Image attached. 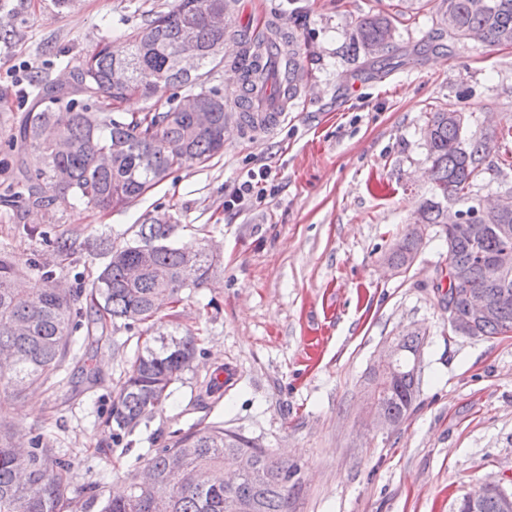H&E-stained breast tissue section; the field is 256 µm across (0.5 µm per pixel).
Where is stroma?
<instances>
[{
  "label": "stroma",
  "mask_w": 512,
  "mask_h": 512,
  "mask_svg": "<svg viewBox=\"0 0 512 512\" xmlns=\"http://www.w3.org/2000/svg\"><path fill=\"white\" fill-rule=\"evenodd\" d=\"M399 0H239L241 33L291 13L305 72L298 108L255 141L224 126L223 151L174 170L124 209L54 203L23 213L0 206V250L20 267L52 270L59 285L91 283L106 263L87 236L121 246L150 218H175V243L214 258L212 281L183 290L174 318L151 327L83 323V349L100 371L82 381L69 360L53 387L16 396L0 385V429L41 438L71 463L74 502L122 490L155 449L205 425L243 434L298 467L293 512H454L487 482L512 490V334L482 339L452 332L434 288L448 264L444 232L431 233L406 269L387 252L432 195L423 130L432 113L460 109L464 137H491L494 179L472 195L512 188V46L437 37L438 0L400 25L387 62L354 44L358 21L395 15ZM175 0H0V191L10 183L5 144L31 105V81L54 82L100 45L125 50L147 20ZM28 70H21V63ZM267 168L262 202L228 210L248 171ZM36 226L34 235L19 223ZM71 240L59 256L58 238ZM412 330L424 338L419 396L389 434L367 426L368 372L379 347ZM193 333L201 350L171 394L121 443L105 422L143 332ZM223 368L224 394L200 398Z\"/></svg>",
  "instance_id": "stroma-1"
}]
</instances>
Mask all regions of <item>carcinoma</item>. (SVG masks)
Listing matches in <instances>:
<instances>
[{
    "instance_id": "obj_1",
    "label": "carcinoma",
    "mask_w": 512,
    "mask_h": 512,
    "mask_svg": "<svg viewBox=\"0 0 512 512\" xmlns=\"http://www.w3.org/2000/svg\"><path fill=\"white\" fill-rule=\"evenodd\" d=\"M226 0H177L174 8L146 23L132 35L126 56H114L101 46L82 65L57 83L38 87L36 106L25 113L9 145L24 147L21 178L12 197L27 208L61 201L100 210L125 207L160 183L171 170L202 163L224 149V98L214 90L193 94L209 112L210 124L202 127L194 113L178 108L126 116L112 105L140 94L151 97L171 85L197 84L199 75L180 64L178 55L186 34L197 51L195 68L213 69L224 62V44L230 37L224 27L210 22V13L224 10ZM437 34L458 40L480 37L490 45H512V0H439ZM396 27L385 15H371L357 23L355 45L365 55L383 56L390 48ZM239 50L232 64L258 58L260 40L234 39ZM288 53L293 68L288 81L302 80L296 38L288 34ZM461 111L448 109L432 114L425 129L429 149L433 198L423 201L402 236L390 248L387 260L395 268L413 259L415 225L448 224V202L467 215L472 232L448 235V262L464 272L459 293L467 290H506L499 314L477 325L475 336L495 338L512 333V278L503 283L492 266L493 256L512 248V197L494 216L477 214L479 202L472 188L492 172L482 167L483 140L465 146ZM176 225L154 220L143 223L131 245L108 248L109 259L91 283L66 293L52 283V272L42 273L44 287L32 295L25 286V271L13 257L0 252V384L16 395L45 387L76 355L75 332L83 311L97 320H120L131 326L146 324L158 314V301H180L185 288H200L210 281L213 259L191 244L170 241ZM196 253V266L183 264V255ZM401 353L394 368L399 378L370 373L371 391H379L385 412L402 422L419 393L414 374L415 356L423 337H399ZM196 338L186 334L152 339L144 343L131 365L129 376L112 402L116 432L136 427L167 396L170 384L188 369L196 357ZM248 456L254 471L233 486L232 493L253 503L254 512H292L293 478L298 468L254 448L245 436L220 425H207L157 449L147 460L149 480L130 478V492L123 499L108 498L74 504L66 497L71 464L42 441L29 449L17 448L10 435L0 430V512H155L163 499L167 512H224V458ZM471 509L466 498L456 512H499L492 497L475 498Z\"/></svg>"
}]
</instances>
